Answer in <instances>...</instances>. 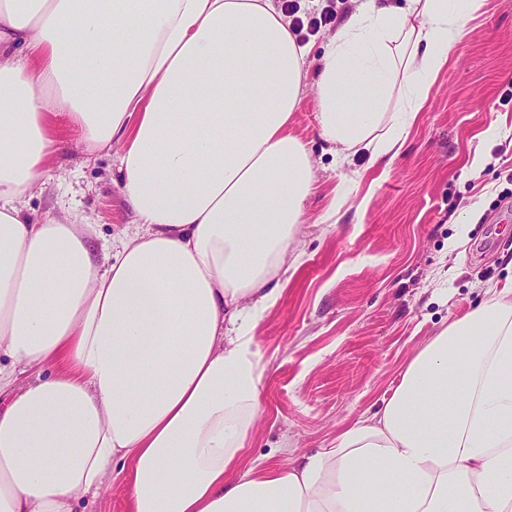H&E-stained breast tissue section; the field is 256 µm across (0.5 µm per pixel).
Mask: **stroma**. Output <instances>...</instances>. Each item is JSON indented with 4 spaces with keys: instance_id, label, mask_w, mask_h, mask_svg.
<instances>
[{
    "instance_id": "stroma-1",
    "label": "stroma",
    "mask_w": 512,
    "mask_h": 512,
    "mask_svg": "<svg viewBox=\"0 0 512 512\" xmlns=\"http://www.w3.org/2000/svg\"><path fill=\"white\" fill-rule=\"evenodd\" d=\"M512 0H485L451 50L387 174L338 163L306 85L291 131L315 180L297 239L302 264L254 330L267 364L246 464L282 467L329 447L391 396L417 350L512 278ZM497 124L500 135L481 133ZM482 158L474 168V158ZM55 177L26 199L35 218L90 224L95 257L133 227L113 149L62 133ZM347 201L324 218L336 190ZM458 240L449 248V240Z\"/></svg>"
}]
</instances>
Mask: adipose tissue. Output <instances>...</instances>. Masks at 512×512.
Listing matches in <instances>:
<instances>
[{
  "mask_svg": "<svg viewBox=\"0 0 512 512\" xmlns=\"http://www.w3.org/2000/svg\"><path fill=\"white\" fill-rule=\"evenodd\" d=\"M482 6L365 0L314 63L278 0H0V512H77L115 482L128 512H512V282L331 447L242 455L253 332L303 257L306 76L331 151L389 166ZM68 128L120 146L138 228L100 261L88 225L23 205Z\"/></svg>",
  "mask_w": 512,
  "mask_h": 512,
  "instance_id": "1",
  "label": "adipose tissue"
}]
</instances>
